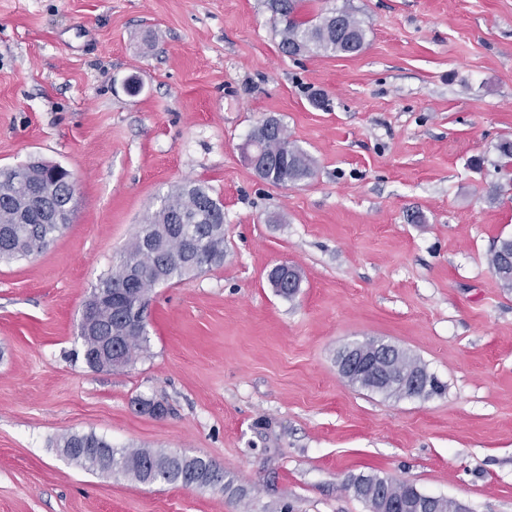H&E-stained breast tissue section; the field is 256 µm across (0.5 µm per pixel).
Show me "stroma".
<instances>
[{
	"mask_svg": "<svg viewBox=\"0 0 512 512\" xmlns=\"http://www.w3.org/2000/svg\"><path fill=\"white\" fill-rule=\"evenodd\" d=\"M334 5L363 23L356 56H285L265 0H0V167L38 158L77 183L63 235L0 262V512H369L345 486L362 472L512 512V290L487 263L512 236L495 149L512 139V0L298 16ZM271 115L313 179L245 163ZM188 181L224 204L223 266L155 288L134 364L89 367L93 287ZM280 263L303 275L294 298L268 281ZM364 340L442 392L348 383L336 354ZM90 431L212 459L245 496L91 473L53 446Z\"/></svg>",
	"mask_w": 512,
	"mask_h": 512,
	"instance_id": "1",
	"label": "stroma"
}]
</instances>
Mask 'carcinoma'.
<instances>
[{"label":"carcinoma","mask_w":512,"mask_h":512,"mask_svg":"<svg viewBox=\"0 0 512 512\" xmlns=\"http://www.w3.org/2000/svg\"><path fill=\"white\" fill-rule=\"evenodd\" d=\"M278 30L279 49L289 55L324 52L354 56L365 46L366 31L353 11L332 7L316 16L297 18L298 0H267ZM258 138L260 155L268 165L264 180L286 186L315 176L313 159L291 142L284 124L268 134L250 131ZM65 181L35 168L15 177L0 168V260L25 259L42 254L70 224L69 210L61 224H44L41 214L48 203L60 206ZM488 265L501 286L512 290V238H503L490 251ZM224 264V206L203 184L188 182L171 191L145 218L118 263L94 286L87 304L101 291L112 292L114 308H102L96 322L79 324L83 354L89 356L103 337L120 330V315L137 306L146 316L154 289L178 282L183 276ZM270 281L283 297H294L301 286L299 273L276 271ZM124 364L147 350V331L120 337ZM425 367L404 351L397 353L393 372L408 375ZM60 455L90 472L117 473L141 484H180L199 489L219 488L239 493L224 468L201 456L150 448H116L94 432L65 433L56 439Z\"/></svg>","instance_id":"carcinoma-1"}]
</instances>
